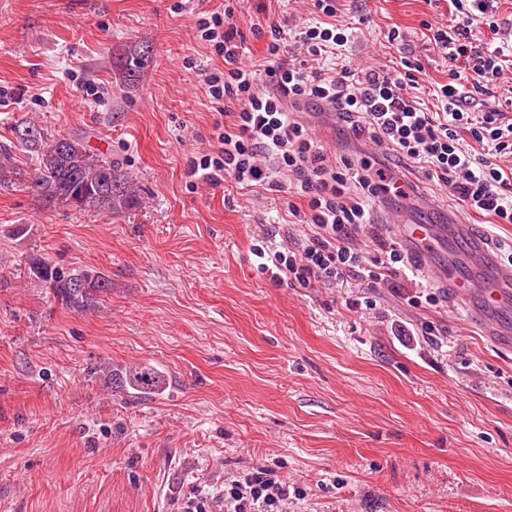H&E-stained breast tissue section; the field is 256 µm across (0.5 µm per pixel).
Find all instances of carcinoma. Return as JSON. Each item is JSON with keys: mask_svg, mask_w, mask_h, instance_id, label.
I'll use <instances>...</instances> for the list:
<instances>
[{"mask_svg": "<svg viewBox=\"0 0 512 512\" xmlns=\"http://www.w3.org/2000/svg\"><path fill=\"white\" fill-rule=\"evenodd\" d=\"M149 63V51L127 45L112 54L115 80L129 93L138 90L141 75ZM16 142L31 154L34 177L30 188L41 203H59L81 211L120 216L137 208L141 189L133 176L112 155L89 149L81 136L49 139L38 127L21 122L14 126ZM23 179L13 151L0 147V186ZM32 278L51 289L63 307L82 313L96 308L112 290L111 278L86 266L76 267L43 259L29 263ZM107 384H117L123 393L137 400H150L164 393L172 383L169 375L149 361L124 367L118 378L106 370Z\"/></svg>", "mask_w": 512, "mask_h": 512, "instance_id": "1", "label": "carcinoma"}]
</instances>
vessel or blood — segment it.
<instances>
[{"instance_id":"vessel-or-blood-1","label":"vessel or blood","mask_w":512,"mask_h":512,"mask_svg":"<svg viewBox=\"0 0 512 512\" xmlns=\"http://www.w3.org/2000/svg\"><path fill=\"white\" fill-rule=\"evenodd\" d=\"M457 230L464 238L471 262L481 268H492V283L480 286L473 284L464 286L455 278L452 270L432 263L431 251L438 243L441 232L439 225L399 224L395 227L402 245L409 252L417 254L418 266L421 272L457 289V298L461 302H468L472 295H480L485 336L495 344L511 343L512 326L503 322L499 314L502 303L512 296V264L500 261L494 249L493 241L488 235H474L470 226L464 224L458 225Z\"/></svg>"}]
</instances>
